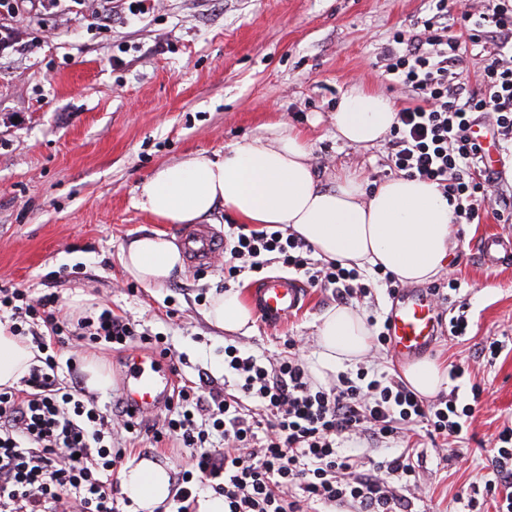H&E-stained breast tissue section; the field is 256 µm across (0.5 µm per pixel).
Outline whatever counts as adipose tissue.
I'll return each mask as SVG.
<instances>
[{"label":"adipose tissue","mask_w":512,"mask_h":512,"mask_svg":"<svg viewBox=\"0 0 512 512\" xmlns=\"http://www.w3.org/2000/svg\"><path fill=\"white\" fill-rule=\"evenodd\" d=\"M395 116L386 96L354 90L339 105L336 135L369 146L390 131ZM309 157L307 136L277 123L268 135L229 145L223 153H198L159 167L144 185L138 205L160 225L194 224L219 208L243 224H282L306 240L320 259L362 272L379 267L403 283L426 282L445 270L453 208L436 184L401 177L369 189L357 173L344 171L336 174L334 187L324 188ZM120 260L130 278L148 287L166 284L184 266L180 249L161 230L129 240ZM208 317L226 332L248 329L252 321L236 290L215 294ZM316 340L319 351L308 364L316 379L359 361L371 347L364 317L348 306L322 316ZM37 353L30 340L0 329V387L15 386L27 375ZM403 378L425 398L448 385L446 369L430 359L408 365ZM120 483L140 512H157L172 495L168 469L149 458L126 467Z\"/></svg>","instance_id":"obj_1"}]
</instances>
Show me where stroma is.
Wrapping results in <instances>:
<instances>
[{
  "label": "stroma",
  "mask_w": 512,
  "mask_h": 512,
  "mask_svg": "<svg viewBox=\"0 0 512 512\" xmlns=\"http://www.w3.org/2000/svg\"><path fill=\"white\" fill-rule=\"evenodd\" d=\"M431 8L430 0H114L103 29L90 25L85 0H61L42 22L17 17L23 44L0 56V287L51 289L74 320L111 308L166 337L180 377L205 372L219 387L228 344L275 357L293 341L311 359L316 328L335 305L321 289L279 326L257 320L247 333H227L205 318L212 293L246 296L260 275H286L278 260L233 279L220 259L204 270L185 267L161 287L129 278L123 244L157 227L137 199L161 164L223 152L283 120L308 134L320 184L340 169L371 184L395 178L387 140L346 143L335 115L355 88L407 106L385 74L384 51L395 32L422 31ZM504 229L489 204L478 223L455 225L448 265L431 281L443 295L458 281L470 330L459 338L439 330L424 356L468 366L485 392L461 442L464 462L448 460L442 439L424 428L406 432L402 445L419 452L416 475L426 489L413 512H455L457 495L486 480V448L512 426V267L486 268L476 246ZM494 339L504 343L500 356H477ZM140 352L137 338L90 350L111 379L93 394L100 408L119 399ZM112 444L128 464L146 456L173 475L186 466L172 440L154 446L116 425Z\"/></svg>",
  "instance_id": "35a3bbf8"
}]
</instances>
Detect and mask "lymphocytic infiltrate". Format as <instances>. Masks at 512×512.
<instances>
[{"instance_id":"f902f5d3","label":"lymphocytic infiltrate","mask_w":512,"mask_h":512,"mask_svg":"<svg viewBox=\"0 0 512 512\" xmlns=\"http://www.w3.org/2000/svg\"><path fill=\"white\" fill-rule=\"evenodd\" d=\"M454 26H445L448 0H433V18L423 32L395 33L386 72L408 93L390 130L396 172L437 184L453 221L472 224L491 203L504 223L512 222V193L501 176L486 168L483 149L471 137L486 120L499 140L512 141V0H467ZM492 38L496 50L484 66L478 88L451 83L461 68L462 40ZM231 262L228 277L242 267L262 269L278 254L314 288L331 290L341 301L361 300L369 290L356 269L338 262H315L312 246L278 230L231 233L224 244ZM0 325L11 335L31 338L46 356L31 366L19 390L0 391V512H123L113 476L125 451L113 447L111 423L154 440L168 437L186 448L188 467L177 477L176 512H190L200 489L224 498V512H313L315 507H347L351 512H410L417 491L408 452L395 449L400 433L424 427L448 443L467 434L483 389L467 396L429 400L405 382L384 373H339L334 383H315L295 354L274 359L224 348V376L235 390L211 388L207 379L186 380L168 399L163 419L111 416L87 399L79 384L61 385L48 349L66 337L122 345L135 334L129 319L111 309L70 324L55 293L27 288L0 289ZM208 419L210 430L200 421ZM224 438L209 447L210 432ZM353 442L384 447V454L361 461ZM491 478L483 488L459 495L458 512H481L485 497L497 512H512V427L499 431L487 449Z\"/></svg>"}]
</instances>
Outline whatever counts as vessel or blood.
<instances>
[{
	"mask_svg": "<svg viewBox=\"0 0 512 512\" xmlns=\"http://www.w3.org/2000/svg\"><path fill=\"white\" fill-rule=\"evenodd\" d=\"M474 139L485 148V163L499 168L500 156L496 136L486 126L473 130ZM180 243L190 264L208 268L222 245L207 227L182 233ZM482 259L495 267L512 260V234L492 233L480 240ZM254 311L266 322L287 320L298 312L308 299V290L292 277L268 276L261 279L251 295ZM389 316V346L402 359L425 352L436 338L438 323L436 305L425 289L413 290L404 300L393 305ZM174 382L173 364L166 357L133 358L122 384V396L134 413L149 412L159 407L171 392Z\"/></svg>",
	"mask_w": 512,
	"mask_h": 512,
	"instance_id": "b4317fda",
	"label": "vessel or blood"
}]
</instances>
